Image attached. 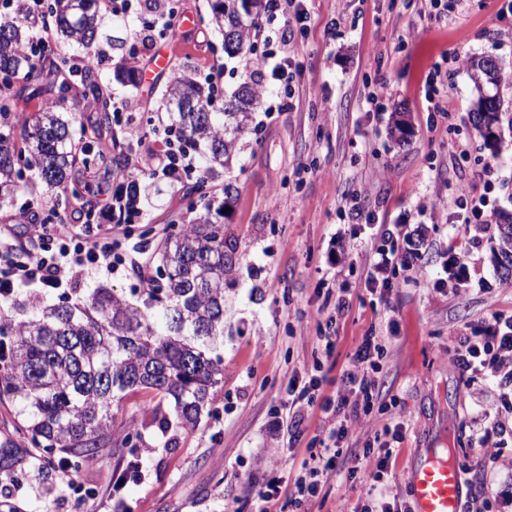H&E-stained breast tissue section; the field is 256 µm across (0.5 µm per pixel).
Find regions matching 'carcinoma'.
I'll return each mask as SVG.
<instances>
[{
    "instance_id": "obj_1",
    "label": "carcinoma",
    "mask_w": 512,
    "mask_h": 512,
    "mask_svg": "<svg viewBox=\"0 0 512 512\" xmlns=\"http://www.w3.org/2000/svg\"><path fill=\"white\" fill-rule=\"evenodd\" d=\"M15 2L14 16L0 21V205L14 204L25 171L34 167L58 199L78 200L76 164L88 171L112 158L74 136L77 121L81 135L102 136L115 111L94 65L95 48L106 37L98 0H46L55 39L36 36L40 18ZM244 2L212 4L211 21L228 37L224 52L231 56L250 50L247 33L257 27L259 14ZM60 42L84 50L81 65L58 50ZM27 91L55 101L20 112L17 100ZM166 94L182 131L205 142V172L217 165L231 171L260 102L254 86L243 84L222 112L208 110L210 101L184 71L173 73ZM77 99L96 112L93 122H81L77 112L65 119L57 110ZM206 184L203 178L194 189L205 213L158 244L157 272L165 275L143 289V307L98 288L85 304L33 302L31 310L20 309V319L0 314V395L14 402L21 433L19 442L0 448V472L15 471L31 447L47 456L63 451L77 462L93 455L110 442L114 403L140 391L158 398L152 415L162 431L172 417L183 429L197 425L221 390L223 358L216 350L224 343V285L244 259L236 238L211 221ZM168 397L174 400L169 415L163 411Z\"/></svg>"
}]
</instances>
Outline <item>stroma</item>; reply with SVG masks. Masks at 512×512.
<instances>
[{
  "label": "stroma",
  "mask_w": 512,
  "mask_h": 512,
  "mask_svg": "<svg viewBox=\"0 0 512 512\" xmlns=\"http://www.w3.org/2000/svg\"><path fill=\"white\" fill-rule=\"evenodd\" d=\"M178 16L196 19L194 29L175 24L167 40L143 55L148 80L129 83L115 73L128 58V45L143 31L139 5L123 9L120 0H102L100 13L115 16V36L125 49L110 53L99 74L120 111L134 113L144 141L112 126L122 161L111 175L92 171L89 181L113 193L119 181L150 183L141 199V215L127 224L119 240L131 262L116 271L69 288L70 302H85L105 286L141 305L146 279L154 275V252L171 226L188 223L189 190L194 179L173 184L164 176L147 177L136 160L161 150L171 125L163 93L174 67L192 66L204 74L224 69L223 91L213 109L249 82L247 58L224 51L221 31L211 21V0H172ZM501 0H466L449 20L430 14L420 0H307L305 36L294 48L300 65L290 109L267 114L276 103L278 82H271L252 114L251 133L234 168L236 193L225 201L224 177L209 179L213 208H225L226 230L237 238L245 258L234 282L224 290V385L212 412L196 427L174 430V447L144 410L148 396L126 397L115 415L110 443L83 459L72 473L84 491L67 498L60 489L56 457L32 452L23 466L0 478V501L17 512H254L253 494L278 469L296 470L318 433L319 410H312L296 445H289L279 414L288 379L304 374L321 354L317 308L327 289H347L348 314L339 320L334 358L345 365L362 336H384L388 357L381 373L383 398L368 415L352 421L348 444L362 450L386 424H403L405 439L397 456L395 492L416 450L445 448L456 467L469 468L484 485L512 486V438L478 447L474 421L492 406V385L483 378L463 383L452 365L457 336L483 333L492 312L512 311V276L493 258L497 229L483 235L472 254L477 277L457 284L448 272V237L457 186L475 185L492 166V197L498 211L512 213V132L504 131L497 150L485 146L470 112L475 100L468 66H449L439 87L440 106L450 118L433 112L426 99L427 77L437 61L456 55L494 56L512 74V14ZM339 29L329 23L338 11ZM170 53L168 68H152L158 51ZM385 82L384 111H366L369 86ZM411 130L403 140L391 133L394 113ZM392 230L399 250L410 251L418 274L404 266L388 273L394 288L379 293L365 287L371 245ZM136 427L143 458L136 479L115 489L114 477L131 459L123 431Z\"/></svg>",
  "instance_id": "obj_1"
}]
</instances>
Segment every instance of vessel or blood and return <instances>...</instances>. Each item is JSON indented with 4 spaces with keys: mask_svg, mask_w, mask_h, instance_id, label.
I'll use <instances>...</instances> for the list:
<instances>
[{
    "mask_svg": "<svg viewBox=\"0 0 512 512\" xmlns=\"http://www.w3.org/2000/svg\"><path fill=\"white\" fill-rule=\"evenodd\" d=\"M406 483L411 512H459L466 493L461 473L442 457L416 460Z\"/></svg>",
    "mask_w": 512,
    "mask_h": 512,
    "instance_id": "b4317fda",
    "label": "vessel or blood"
}]
</instances>
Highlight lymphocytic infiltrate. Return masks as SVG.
Here are the masks:
<instances>
[{
	"label": "lymphocytic infiltrate",
	"mask_w": 512,
	"mask_h": 512,
	"mask_svg": "<svg viewBox=\"0 0 512 512\" xmlns=\"http://www.w3.org/2000/svg\"><path fill=\"white\" fill-rule=\"evenodd\" d=\"M268 14L280 17L276 28H257L253 42L262 44V55L250 58L251 72L270 69L283 86L290 88L294 71V41L297 26L306 24L308 14L303 0H267ZM148 172H161L171 183L192 177L198 168L185 144L184 135L167 141L157 164L148 165ZM491 179L482 187L459 188L454 192V205L464 224H492L496 209L490 202ZM29 233L42 242L41 251L28 261L13 257L12 237L0 235V301H8L19 293L40 288L53 292L78 282L84 276L112 271L122 265L119 241L102 232L99 226L83 224H27ZM387 348L384 337L364 336L348 362L341 369V387L335 396L323 398L321 432L305 450L304 458L292 479L272 474L267 483L255 491L256 512H271L279 500L303 506L316 500L336 472L348 475L365 470L371 482L360 496L353 512H408L400 499L392 495L393 465L396 451L404 440L402 425L384 427L373 441L363 447L361 467L351 466V448L345 442L349 423L360 411L369 410L380 392L378 378ZM452 363L463 380L481 375L503 385L495 398L496 406L512 411V313L491 314L487 331L481 335L460 336L455 341ZM313 373L292 377L288 383V399L283 407L287 422L300 428L306 416L304 402L312 400L322 384L321 363H314Z\"/></svg>",
	"instance_id": "obj_1"
}]
</instances>
